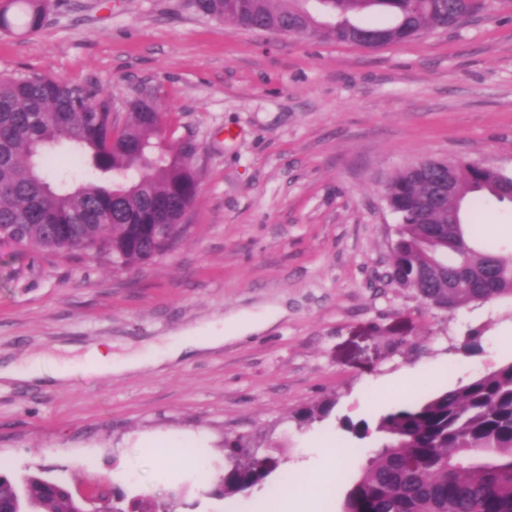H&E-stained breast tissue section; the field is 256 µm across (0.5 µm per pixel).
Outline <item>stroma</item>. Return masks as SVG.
Returning <instances> with one entry per match:
<instances>
[{
	"label": "stroma",
	"instance_id": "obj_1",
	"mask_svg": "<svg viewBox=\"0 0 512 512\" xmlns=\"http://www.w3.org/2000/svg\"><path fill=\"white\" fill-rule=\"evenodd\" d=\"M32 72L94 85L120 123L127 98L151 94L165 145L198 147L199 193L176 245L132 271L0 242V364L87 343L130 352L232 316L268 325L122 376L1 383L0 471L39 469L78 491L104 481L159 504L178 490L175 512H248L256 495L302 492L315 435L339 453L355 445L344 418L376 423L512 361L511 299L448 312L388 284L398 219L384 199L425 159L512 172V0L379 48L241 30L191 0H53L39 32H0V73ZM468 220L512 257L511 204ZM473 330L480 347L463 351ZM407 369L422 378L401 381ZM328 398L327 419L297 428V411ZM192 434L211 477L228 436L254 437L280 466L224 500L135 443Z\"/></svg>",
	"mask_w": 512,
	"mask_h": 512
}]
</instances>
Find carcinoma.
<instances>
[{"mask_svg": "<svg viewBox=\"0 0 512 512\" xmlns=\"http://www.w3.org/2000/svg\"><path fill=\"white\" fill-rule=\"evenodd\" d=\"M323 21L303 0H193L204 16L249 31L312 35L324 41L379 47L415 40L435 29L460 28L482 0H318ZM49 0H9L29 32L41 29ZM380 11L381 25L356 21ZM117 125L111 99L92 85L42 73L0 77V241L22 253L79 252L132 270L177 243L176 216L195 201L197 149L188 141L163 147L162 115L153 98L125 101ZM65 146L76 170L53 166ZM385 195L400 218L390 280L432 308L454 311L512 297V261L477 246L464 210L483 199L512 204V173L480 170L470 161L427 159L400 171ZM325 400L295 413L297 426L330 416ZM363 440L379 435L343 512H512V362L409 402L382 416L375 429L344 422ZM245 438H224V472L210 494L230 498L279 468L272 456L250 458ZM112 512H158L142 495L115 493ZM70 488L39 473L18 480L0 473V512H81Z\"/></svg>", "mask_w": 512, "mask_h": 512, "instance_id": "carcinoma-1", "label": "carcinoma"}]
</instances>
